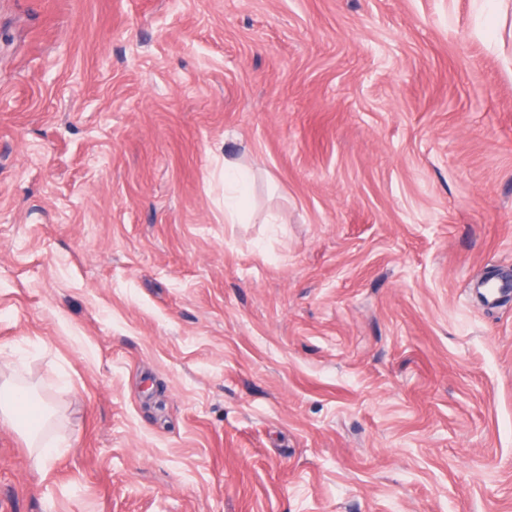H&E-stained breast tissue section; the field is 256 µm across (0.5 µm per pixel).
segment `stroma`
<instances>
[{
	"label": "stroma",
	"instance_id": "stroma-1",
	"mask_svg": "<svg viewBox=\"0 0 512 512\" xmlns=\"http://www.w3.org/2000/svg\"><path fill=\"white\" fill-rule=\"evenodd\" d=\"M488 280L512 0L0 9V347L71 441L0 424V512H512ZM253 174L232 159H224V221L246 224L252 218L251 185Z\"/></svg>",
	"mask_w": 512,
	"mask_h": 512
}]
</instances>
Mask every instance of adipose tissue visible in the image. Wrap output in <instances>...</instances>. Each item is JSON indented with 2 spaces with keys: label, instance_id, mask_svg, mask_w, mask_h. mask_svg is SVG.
Instances as JSON below:
<instances>
[{
  "label": "adipose tissue",
  "instance_id": "ef3b65f1",
  "mask_svg": "<svg viewBox=\"0 0 512 512\" xmlns=\"http://www.w3.org/2000/svg\"><path fill=\"white\" fill-rule=\"evenodd\" d=\"M253 174L232 159L224 161V221L244 224L252 218L251 185ZM14 351L0 349V423L13 428L31 449V465L44 471L57 449L65 447L61 436H49L57 422V412L51 401L39 397L32 384L14 374ZM35 408L37 418L28 421L24 412Z\"/></svg>",
  "mask_w": 512,
  "mask_h": 512
}]
</instances>
